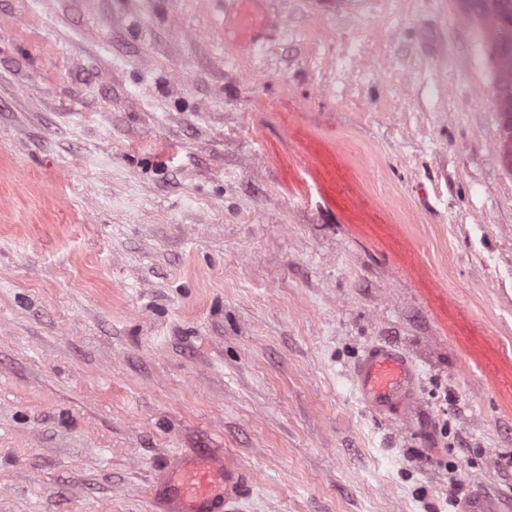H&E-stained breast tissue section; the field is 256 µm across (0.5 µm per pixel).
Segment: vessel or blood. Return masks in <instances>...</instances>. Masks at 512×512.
<instances>
[{
    "instance_id": "b4317fda",
    "label": "vessel or blood",
    "mask_w": 512,
    "mask_h": 512,
    "mask_svg": "<svg viewBox=\"0 0 512 512\" xmlns=\"http://www.w3.org/2000/svg\"><path fill=\"white\" fill-rule=\"evenodd\" d=\"M233 35L242 47H257L267 17L259 0H234ZM351 378L363 402L376 414L399 417L416 403V371L389 346L369 348ZM246 477L223 453L201 451L177 458L159 474L156 497L161 512H239Z\"/></svg>"
}]
</instances>
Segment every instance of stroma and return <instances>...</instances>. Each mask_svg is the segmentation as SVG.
<instances>
[{
	"instance_id": "1",
	"label": "stroma",
	"mask_w": 512,
	"mask_h": 512,
	"mask_svg": "<svg viewBox=\"0 0 512 512\" xmlns=\"http://www.w3.org/2000/svg\"><path fill=\"white\" fill-rule=\"evenodd\" d=\"M0 0V512H512V172L462 0ZM386 344L406 417L350 371ZM236 4L233 35L244 48H255L258 36L267 22V16L257 7L259 0H232ZM351 378L376 414L400 417L416 403V371L405 355L390 346L369 348L354 365ZM246 476L218 451L179 457L159 474L156 497L163 512H238Z\"/></svg>"
}]
</instances>
